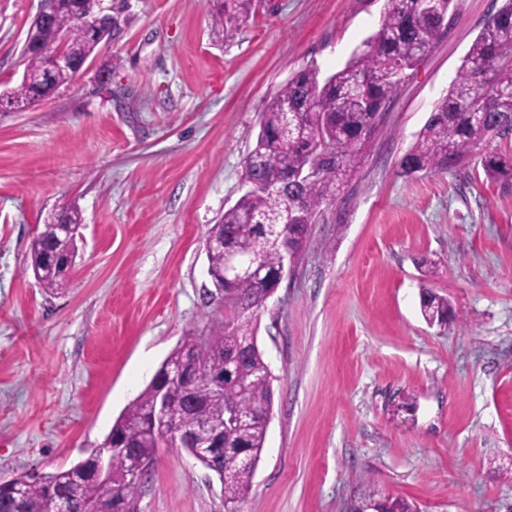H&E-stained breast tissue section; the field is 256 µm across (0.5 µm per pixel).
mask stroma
Returning <instances> with one entry per match:
<instances>
[{"mask_svg":"<svg viewBox=\"0 0 512 512\" xmlns=\"http://www.w3.org/2000/svg\"><path fill=\"white\" fill-rule=\"evenodd\" d=\"M504 0H453L373 144L316 215L251 325L274 402L242 512H512V179L479 157L404 177L398 162ZM41 0H0V93L20 85ZM385 0H256L233 35L207 0H126L73 80L0 108V479L99 446L169 354L225 319L205 242L246 192L266 100L340 69ZM82 215L65 292L26 272L46 217ZM446 297L457 326L420 314ZM140 512H224L215 476L160 444ZM448 300L431 290L425 289L420 296V311L424 320L431 326L437 325L446 329L455 322V314L451 309L448 314Z\"/></svg>","mask_w":512,"mask_h":512,"instance_id":"obj_1","label":"stroma"}]
</instances>
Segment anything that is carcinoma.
Here are the masks:
<instances>
[{
  "label": "carcinoma",
  "mask_w": 512,
  "mask_h": 512,
  "mask_svg": "<svg viewBox=\"0 0 512 512\" xmlns=\"http://www.w3.org/2000/svg\"><path fill=\"white\" fill-rule=\"evenodd\" d=\"M72 0H56L49 23L31 26L26 39L47 48L58 46V34L68 33L64 49L83 63L95 52L98 42L77 24L71 9ZM214 24L233 33L252 16L254 0H216ZM448 11V0H433L431 8H420V0H391L378 30L354 53L350 61L335 73L321 78L315 68L293 75L266 102L260 130L245 165L247 190L238 202L224 211L212 230L224 234V245L248 258L255 257L260 266L275 270L282 260L279 237L295 238L300 249L308 226L322 207L335 200L349 173L362 162L374 138L382 112L393 103L403 75L418 53L429 52L439 36L438 16ZM26 69L45 74L38 87L24 83L8 93L16 100L27 101L34 93L49 97L72 78L68 70H49L38 50L22 52ZM512 130V0L488 18L473 40L461 72L452 81L448 94L434 107L413 147L400 159L399 174L435 173L446 170L485 146L496 134ZM481 165L490 177H512V155L496 150L484 152ZM317 168V175L302 182L294 180L300 170ZM278 179L273 191L264 189L271 178ZM49 222L32 239L29 265L34 278L49 293L68 281L72 265L64 260L52 262L46 257L52 249H66L58 240L55 221ZM233 300L226 303L234 316L216 328L209 347L202 349L193 340L185 341L168 357L172 367L187 364L202 375L191 383H172L176 398L169 414L186 427L206 415L220 411L233 402L252 414L242 426L228 430L215 439L210 459L216 468L232 461L236 454L249 463L234 467L222 486L224 512H240L247 499L259 461L267 429L261 412L273 405L271 381L265 378L269 368L256 344L255 332L246 314L258 311L265 303L267 288L250 278L230 283ZM420 311L431 326L443 329L455 322L448 313V299L425 289L420 296ZM249 342L241 353L235 376L224 379V387L214 388L208 376L224 366V351ZM156 397L151 385L126 408L112 425L107 438L116 434L129 449L142 457L154 458L160 439L144 425V418ZM51 480L73 502V512L99 495L92 479L91 462L81 468L59 470ZM112 485L122 502L123 512H139V486L126 482L123 470L112 472ZM46 486L26 484L22 507L0 494V512H52Z\"/></svg>",
  "instance_id": "1"
}]
</instances>
